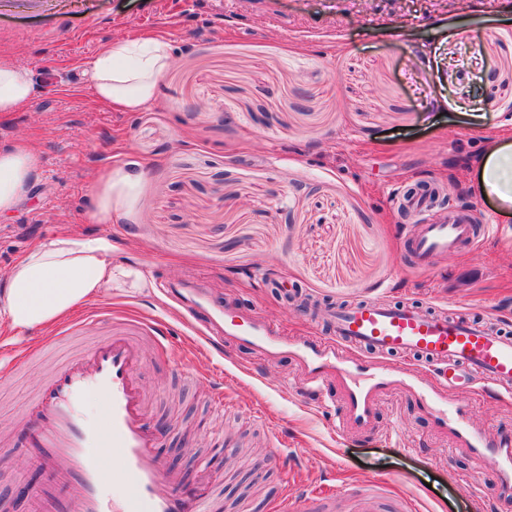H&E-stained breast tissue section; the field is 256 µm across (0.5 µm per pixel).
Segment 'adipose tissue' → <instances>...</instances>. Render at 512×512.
I'll return each instance as SVG.
<instances>
[{
  "label": "adipose tissue",
  "mask_w": 512,
  "mask_h": 512,
  "mask_svg": "<svg viewBox=\"0 0 512 512\" xmlns=\"http://www.w3.org/2000/svg\"><path fill=\"white\" fill-rule=\"evenodd\" d=\"M172 46L163 36L121 37L81 69L84 85L100 101L120 112L143 111L168 74ZM42 90L31 67L0 55V113L26 106ZM40 159L18 142L0 149V217L19 208L37 176ZM145 177L138 163L115 164L97 177L96 216L122 222L132 209ZM480 194L504 214L512 213V134L495 132L477 169ZM105 237L60 233L22 254L0 276V325L17 333L44 331L103 291L142 293L152 283L136 264L115 262Z\"/></svg>",
  "instance_id": "adipose-tissue-1"
}]
</instances>
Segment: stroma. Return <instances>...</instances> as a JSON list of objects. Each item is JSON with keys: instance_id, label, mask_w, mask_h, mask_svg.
I'll return each instance as SVG.
<instances>
[{"instance_id": "stroma-1", "label": "stroma", "mask_w": 512, "mask_h": 512, "mask_svg": "<svg viewBox=\"0 0 512 512\" xmlns=\"http://www.w3.org/2000/svg\"><path fill=\"white\" fill-rule=\"evenodd\" d=\"M395 29L393 38L381 28ZM160 34L172 67L141 112H118L78 81L112 38ZM44 81L23 109L0 115V146L35 147L40 172L0 220V275L60 232L105 236L112 258L149 279L205 294L290 339L328 335L341 302L381 300L485 318L512 334V216L473 185L471 167L495 125L512 130V0H0V54ZM149 170L126 223L94 217L101 170L120 160ZM444 184L432 217L468 206L481 227L456 252L418 267L405 248L419 217L396 197ZM133 314L165 327L181 359L144 343L138 376L156 454L178 460L183 484L208 472L217 512H512L477 461L441 434L419 398L382 395L371 427L340 428L342 393L296 394L290 356L211 347L159 289L106 293L78 313L81 335L0 326V512H31L20 486L42 471L23 446L21 407L54 363L104 340L105 319ZM223 394L224 410L211 406ZM473 426L512 433V397L489 398L459 377L452 388ZM182 458H175V449Z\"/></svg>"}]
</instances>
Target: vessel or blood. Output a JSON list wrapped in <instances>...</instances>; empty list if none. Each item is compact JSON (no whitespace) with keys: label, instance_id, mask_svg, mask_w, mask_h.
<instances>
[{"label":"vessel or blood","instance_id":"1","mask_svg":"<svg viewBox=\"0 0 512 512\" xmlns=\"http://www.w3.org/2000/svg\"><path fill=\"white\" fill-rule=\"evenodd\" d=\"M475 226L455 217L428 220L409 239L417 265L456 251L474 239ZM192 310L203 325L221 327L239 346L258 349L267 359L293 354L304 366L308 395L315 396L329 375L344 390L343 425L370 428L378 398L401 387L418 394L440 431H452L458 446L476 459L498 464L495 494L512 496V435L488 440L472 427L450 392L446 371L459 367L496 392L512 393V335L485 320L432 312L418 306H390L369 300L336 307L330 314L331 337L289 341L282 328L262 317L241 318L221 312L200 297ZM141 319L126 317L109 329L105 341L65 361L22 412L29 425L26 448L44 468L47 481L36 492V512H214L208 482L185 486L154 453L159 436L148 426L147 401L138 377L143 347L137 340ZM362 357H355V350ZM402 354L439 367L431 382L408 367L384 362ZM103 407L89 422L78 407L87 395ZM111 449L115 465L104 485L100 449Z\"/></svg>","mask_w":512,"mask_h":512}]
</instances>
